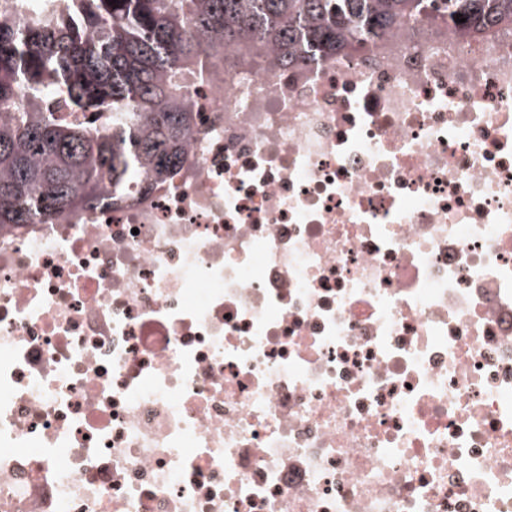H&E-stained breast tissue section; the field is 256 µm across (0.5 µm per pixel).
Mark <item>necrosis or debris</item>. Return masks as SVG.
Returning <instances> with one entry per match:
<instances>
[{
	"mask_svg": "<svg viewBox=\"0 0 512 512\" xmlns=\"http://www.w3.org/2000/svg\"><path fill=\"white\" fill-rule=\"evenodd\" d=\"M192 104L161 185L0 226V512H512V26Z\"/></svg>",
	"mask_w": 512,
	"mask_h": 512,
	"instance_id": "necrosis-or-debris-1",
	"label": "necrosis or debris"
}]
</instances>
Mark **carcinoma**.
Returning <instances> with one entry per match:
<instances>
[{"label": "carcinoma", "instance_id": "obj_1", "mask_svg": "<svg viewBox=\"0 0 512 512\" xmlns=\"http://www.w3.org/2000/svg\"><path fill=\"white\" fill-rule=\"evenodd\" d=\"M0 0V225L53 221L164 182L194 128V82L224 50L288 67L417 24L472 41L512 25V0ZM465 22H456V15ZM91 113L67 121L57 112Z\"/></svg>", "mask_w": 512, "mask_h": 512}]
</instances>
